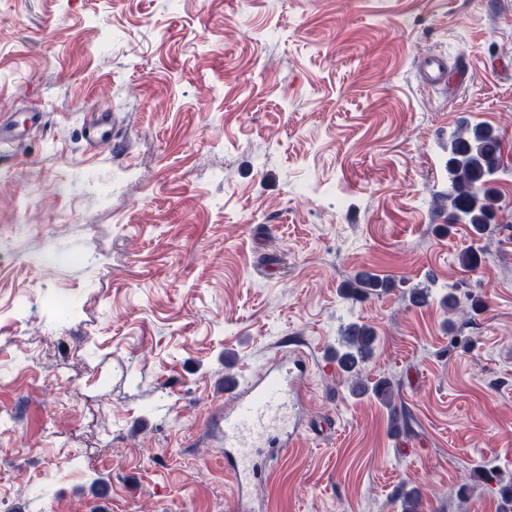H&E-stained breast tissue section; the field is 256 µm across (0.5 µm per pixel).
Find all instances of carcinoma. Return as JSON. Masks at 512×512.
<instances>
[{"label":"carcinoma","mask_w":512,"mask_h":512,"mask_svg":"<svg viewBox=\"0 0 512 512\" xmlns=\"http://www.w3.org/2000/svg\"><path fill=\"white\" fill-rule=\"evenodd\" d=\"M502 150V138L483 124L457 130L448 143V193L440 198V210L448 213V224H468L480 240L499 229L502 204L494 183L501 169ZM389 288L388 281L361 271L345 284L342 292L358 299ZM344 336L345 350L336 352L335 359L346 375L357 378L361 364L373 354L377 333L368 324L353 323ZM372 392L383 405L394 409L389 382H377Z\"/></svg>","instance_id":"carcinoma-1"}]
</instances>
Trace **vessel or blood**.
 I'll return each instance as SVG.
<instances>
[{
	"instance_id": "vessel-or-blood-1",
	"label": "vessel or blood",
	"mask_w": 512,
	"mask_h": 512,
	"mask_svg": "<svg viewBox=\"0 0 512 512\" xmlns=\"http://www.w3.org/2000/svg\"><path fill=\"white\" fill-rule=\"evenodd\" d=\"M421 77L425 85L435 87L448 80V61L440 55L424 59ZM41 113L28 112L22 119L0 122V147L21 139L28 129L36 126ZM115 119L112 113L103 112L96 120L85 124L82 138L88 149L96 150L111 144ZM227 392L233 394L236 403L233 410L222 419L224 424V454L236 461L233 468V502L242 505L245 487L240 463L249 461V447L260 444L274 427L285 423L291 402L296 394V386L290 383L286 374L279 371L268 372L255 379L249 387H241L236 378H229Z\"/></svg>"
}]
</instances>
